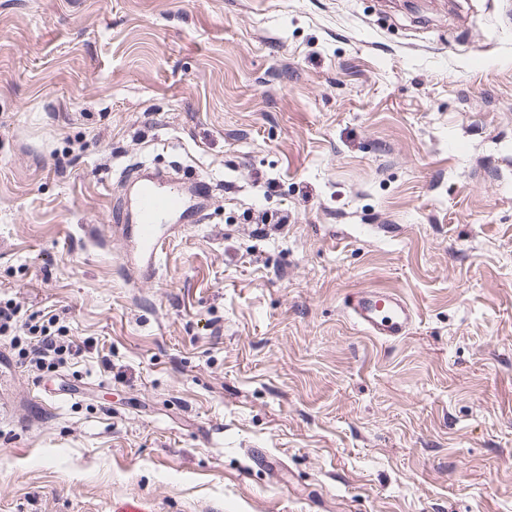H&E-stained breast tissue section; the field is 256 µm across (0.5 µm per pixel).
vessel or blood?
Here are the masks:
<instances>
[{"label": "vessel or blood", "mask_w": 512, "mask_h": 512, "mask_svg": "<svg viewBox=\"0 0 512 512\" xmlns=\"http://www.w3.org/2000/svg\"><path fill=\"white\" fill-rule=\"evenodd\" d=\"M136 187L133 201L121 212L123 229L129 230L148 267H157L165 250L173 219L186 224L203 222L199 201L208 199L211 184L199 175L138 166L125 174ZM344 310L362 331L385 342L408 336L415 310L399 293L389 289H358L345 295Z\"/></svg>", "instance_id": "vessel-or-blood-1"}]
</instances>
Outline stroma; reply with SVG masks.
Here are the masks:
<instances>
[{
  "label": "stroma",
  "mask_w": 512,
  "mask_h": 512,
  "mask_svg": "<svg viewBox=\"0 0 512 512\" xmlns=\"http://www.w3.org/2000/svg\"><path fill=\"white\" fill-rule=\"evenodd\" d=\"M506 2L0 0V302L87 344L0 335V512H512ZM143 161L217 187L154 277ZM344 310L357 327L383 342L408 336L415 320L410 303L390 289L352 291L344 297ZM56 320V315H49L48 312L34 324L21 325L27 327L31 334L26 337L29 340L28 348L21 349L22 356H30L29 362L37 367H55L56 364L63 363L65 356L76 355L81 350L80 345L66 335V327L57 326Z\"/></svg>",
  "instance_id": "stroma-1"
}]
</instances>
